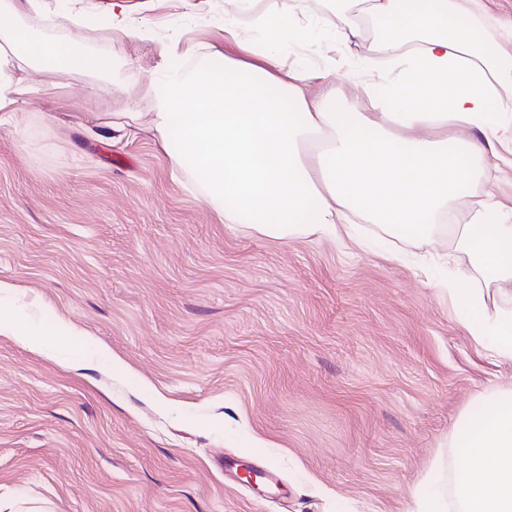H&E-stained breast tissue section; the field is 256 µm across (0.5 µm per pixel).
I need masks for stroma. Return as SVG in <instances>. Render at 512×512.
Wrapping results in <instances>:
<instances>
[{"label": "stroma", "instance_id": "1", "mask_svg": "<svg viewBox=\"0 0 512 512\" xmlns=\"http://www.w3.org/2000/svg\"><path fill=\"white\" fill-rule=\"evenodd\" d=\"M112 0H41L18 22L67 37L106 68L55 78L0 124V310L43 336L0 332V512H412L419 486L451 496L452 437L512 363L486 356L430 282L469 270L456 254L432 277L364 250L224 224L194 175L174 169L153 127L154 76L195 69L214 49L273 44L284 69L317 71L311 95L367 112L358 63L376 39L328 47L313 31L331 0L296 14L282 42L230 0H126L112 31L71 27ZM109 112L139 125L101 126ZM259 472L257 486L243 480Z\"/></svg>", "mask_w": 512, "mask_h": 512}]
</instances>
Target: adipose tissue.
Returning a JSON list of instances; mask_svg holds the SVG:
<instances>
[{
    "instance_id": "obj_1",
    "label": "adipose tissue",
    "mask_w": 512,
    "mask_h": 512,
    "mask_svg": "<svg viewBox=\"0 0 512 512\" xmlns=\"http://www.w3.org/2000/svg\"><path fill=\"white\" fill-rule=\"evenodd\" d=\"M38 0H0V120L41 86L11 81L26 64L52 79L102 60L65 38L34 37L18 24ZM481 0H339L322 18L332 39L365 31L396 70L364 83L368 112H330L310 99L306 73H282L271 46L245 44L238 57L189 75L172 68L154 83V124L168 156L191 170L203 201L228 224L274 239H328L360 245L361 225L412 241L447 238L499 292L512 291V206L492 190L500 151H512V55L490 47L475 18ZM483 183L481 208L465 224L439 218L467 187ZM469 275L435 283L491 356L512 363V310L469 286ZM465 457L453 488L459 512H512V389L467 413L453 438ZM449 501V502H452ZM448 501L419 489L414 512H447Z\"/></svg>"
}]
</instances>
